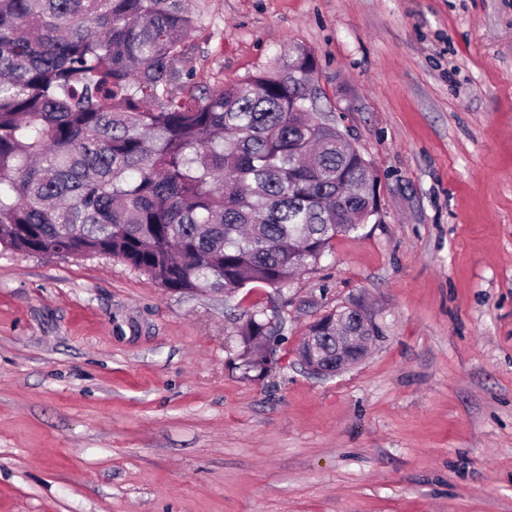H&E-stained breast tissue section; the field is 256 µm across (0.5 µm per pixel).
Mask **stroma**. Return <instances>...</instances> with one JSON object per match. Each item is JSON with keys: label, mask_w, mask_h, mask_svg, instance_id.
Segmentation results:
<instances>
[{"label": "stroma", "mask_w": 512, "mask_h": 512, "mask_svg": "<svg viewBox=\"0 0 512 512\" xmlns=\"http://www.w3.org/2000/svg\"><path fill=\"white\" fill-rule=\"evenodd\" d=\"M192 83L309 50L379 215L282 292L0 248V512H512V0H198ZM379 334L333 377L309 326ZM285 337L231 361L241 316ZM342 312L349 317L351 316V320L338 317L339 324L336 326V332H333L331 328L332 334L325 335L327 337L323 338L322 341L329 355H333L336 349V364L330 365L328 361H323L317 336H311L315 331V325L312 324L306 334L309 337L306 343L302 344L303 348L301 351V362L306 369L317 374L334 376L341 373L348 365L356 362L361 357L362 354L355 348V341L358 337L364 338L372 335V338L374 336V326L367 315L360 309L353 307ZM352 322L353 324L361 322L371 330V333L366 336H353L357 334L353 331ZM342 333L347 336H339ZM334 336H336V340ZM243 317L246 319L239 330L240 349L235 368L245 376L255 373L256 377H261L271 368L277 347L284 338L275 334L263 311H246Z\"/></svg>", "instance_id": "stroma-1"}]
</instances>
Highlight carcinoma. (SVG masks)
Listing matches in <instances>:
<instances>
[{
  "label": "carcinoma",
  "instance_id": "cac0c4a2",
  "mask_svg": "<svg viewBox=\"0 0 512 512\" xmlns=\"http://www.w3.org/2000/svg\"><path fill=\"white\" fill-rule=\"evenodd\" d=\"M187 0H0V246L113 257L172 291H277L365 224L337 147L290 62L201 95ZM236 368L263 376L282 337L247 311Z\"/></svg>",
  "mask_w": 512,
  "mask_h": 512
}]
</instances>
